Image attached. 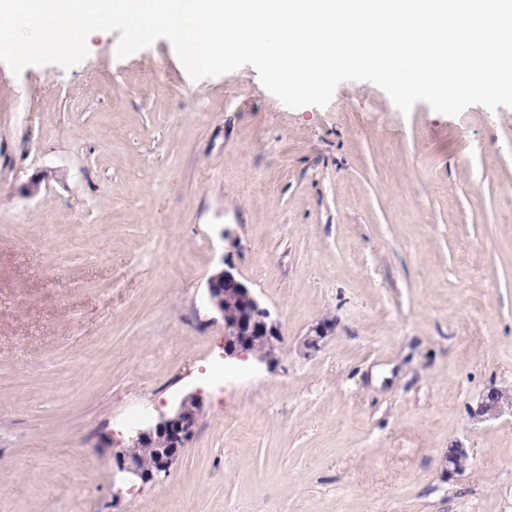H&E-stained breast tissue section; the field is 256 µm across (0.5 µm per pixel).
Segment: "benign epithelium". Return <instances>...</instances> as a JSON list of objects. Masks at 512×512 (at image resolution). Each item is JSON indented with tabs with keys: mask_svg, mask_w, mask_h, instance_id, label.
<instances>
[{
	"mask_svg": "<svg viewBox=\"0 0 512 512\" xmlns=\"http://www.w3.org/2000/svg\"><path fill=\"white\" fill-rule=\"evenodd\" d=\"M207 299L210 306L224 320V357H250L258 363L270 365L282 342L279 326L271 318L259 296L240 279L233 265L227 263L219 272L210 276L207 282ZM234 302L241 311L233 317L224 315V302ZM333 324L320 321L306 335L304 346L312 349L328 336ZM200 402L189 397L167 415H162L151 426L136 431L131 447L117 452L119 469L128 474L131 481H160L170 471L180 456L185 442L192 436L197 422ZM473 414L484 420L512 417V389L491 388L483 393ZM134 448H150L153 460L146 465L132 452ZM470 455L460 445L448 448L445 454L446 472H459L465 468Z\"/></svg>",
	"mask_w": 512,
	"mask_h": 512,
	"instance_id": "obj_1",
	"label": "benign epithelium"
}]
</instances>
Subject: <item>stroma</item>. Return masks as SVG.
I'll return each mask as SVG.
<instances>
[{"label":"stroma","instance_id":"35a3bbf8","mask_svg":"<svg viewBox=\"0 0 512 512\" xmlns=\"http://www.w3.org/2000/svg\"><path fill=\"white\" fill-rule=\"evenodd\" d=\"M118 38L0 63V512H512V420L471 415L512 387V108H290ZM228 262L273 365L224 356ZM190 395L169 475L127 483L117 450Z\"/></svg>","mask_w":512,"mask_h":512}]
</instances>
